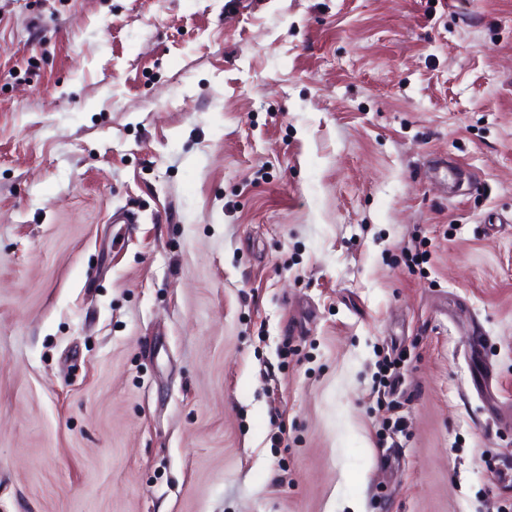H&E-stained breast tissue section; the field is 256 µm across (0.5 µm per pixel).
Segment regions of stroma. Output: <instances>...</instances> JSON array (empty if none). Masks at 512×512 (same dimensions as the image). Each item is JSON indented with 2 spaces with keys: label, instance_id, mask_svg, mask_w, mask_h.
<instances>
[{
  "label": "stroma",
  "instance_id": "obj_1",
  "mask_svg": "<svg viewBox=\"0 0 512 512\" xmlns=\"http://www.w3.org/2000/svg\"><path fill=\"white\" fill-rule=\"evenodd\" d=\"M357 503L512 512V0H0V512Z\"/></svg>",
  "mask_w": 512,
  "mask_h": 512
}]
</instances>
